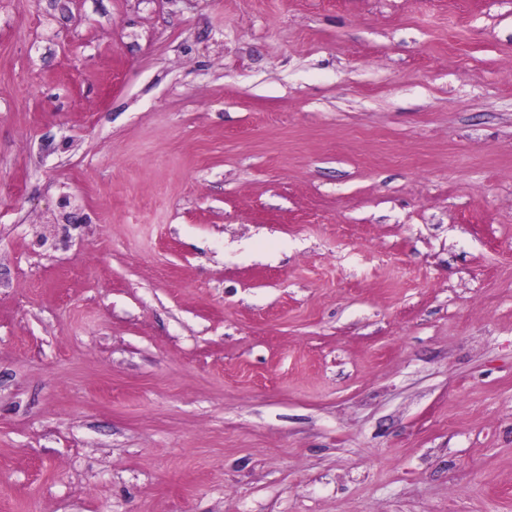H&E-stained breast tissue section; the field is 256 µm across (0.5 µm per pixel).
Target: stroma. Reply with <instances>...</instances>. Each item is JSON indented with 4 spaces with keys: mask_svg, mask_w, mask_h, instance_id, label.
<instances>
[{
    "mask_svg": "<svg viewBox=\"0 0 512 512\" xmlns=\"http://www.w3.org/2000/svg\"><path fill=\"white\" fill-rule=\"evenodd\" d=\"M0 512H512V0H0Z\"/></svg>",
    "mask_w": 512,
    "mask_h": 512,
    "instance_id": "stroma-1",
    "label": "stroma"
}]
</instances>
